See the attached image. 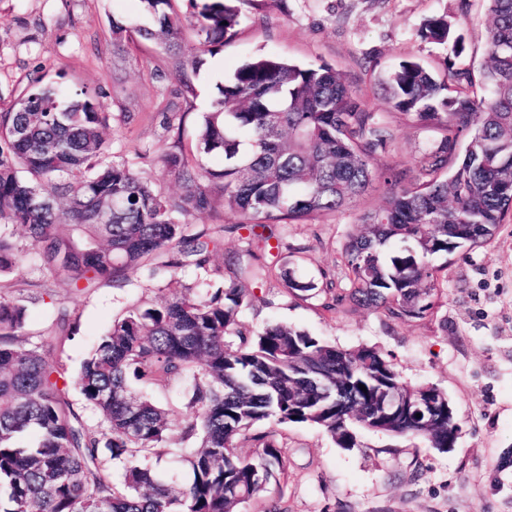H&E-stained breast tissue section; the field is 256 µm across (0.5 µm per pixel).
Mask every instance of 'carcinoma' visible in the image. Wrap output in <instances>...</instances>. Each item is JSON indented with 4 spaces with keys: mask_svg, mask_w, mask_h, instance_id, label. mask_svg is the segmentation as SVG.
I'll return each mask as SVG.
<instances>
[{
    "mask_svg": "<svg viewBox=\"0 0 512 512\" xmlns=\"http://www.w3.org/2000/svg\"><path fill=\"white\" fill-rule=\"evenodd\" d=\"M141 0L152 18L143 39L174 51L192 36L200 52L235 36L245 0ZM490 58L483 94L460 82L454 63L437 77L400 61L378 79L405 120L442 132L408 169L379 170L373 156L394 129L365 110L327 64L301 66L255 57L219 88L188 154L176 134L158 155L181 192L166 195L150 176L109 158L112 113L86 89L67 91L34 70L13 100L0 103V277L33 250L39 267L68 287L122 288L127 272L149 278L205 269L218 241L186 231L187 218L222 205L249 230L246 253L270 246L256 232L305 224L360 200L376 180L384 203L364 212L345 243L347 287L299 274L279 256L253 274L275 277L293 300L323 298V309L372 308L388 319H423L442 294L436 260L492 244L512 213V0H488ZM421 39L444 44L447 17L427 19ZM224 157V169L204 159ZM23 231L27 247L14 239ZM241 257L224 261L218 284L187 285L141 297L114 320L73 379L46 352L22 344L27 310L0 294V512H240L273 484L288 481L279 427L310 425L340 448L361 431L420 437L441 452L459 427L448 395L410 386L372 347L340 349L279 323L245 332L241 313L263 301L243 276ZM182 385L183 409L157 405L130 380ZM366 390H361L359 385ZM79 389L109 437L86 426L67 394ZM434 409V420L382 406L394 395ZM194 448L170 443L172 416ZM267 430L256 433L257 425ZM252 441L254 454L237 452ZM175 456L189 472L166 479L144 463L114 483L107 459Z\"/></svg>",
    "mask_w": 512,
    "mask_h": 512,
    "instance_id": "cac0c4a2",
    "label": "carcinoma"
}]
</instances>
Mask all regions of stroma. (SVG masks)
Wrapping results in <instances>:
<instances>
[{
	"label": "stroma",
	"mask_w": 512,
	"mask_h": 512,
	"mask_svg": "<svg viewBox=\"0 0 512 512\" xmlns=\"http://www.w3.org/2000/svg\"><path fill=\"white\" fill-rule=\"evenodd\" d=\"M487 0H247L237 34L214 53L182 93L172 56L138 35L117 40L110 20L145 26L139 0H0V99L10 100L34 68L63 77L69 86L97 93L112 114L109 139L115 158L151 175L156 187L179 193L163 174L157 154L173 137L167 114L183 120V144L193 148L195 128L209 110L216 86L246 60L259 55L294 62L326 63L342 73L365 109L396 131L375 165L411 167L437 142L439 132L414 126L396 114L374 82L401 59L412 57L436 73L447 62L479 77L488 60ZM447 16L465 51L422 40L417 31L433 16ZM384 201L376 184L358 202L309 224L274 227L282 254L294 256L302 273L345 285L343 245L363 211ZM224 208L190 219V232L207 230L223 242L206 270H189L183 282L220 279L224 256L244 250L248 232L235 229ZM8 297L27 308L25 347L55 344L53 364L76 374L91 343L145 289L173 290L169 279L129 272L125 287L77 291L26 260L12 274ZM437 312L421 320H387L367 308L326 312L321 298L294 301L282 284L264 281L266 305L240 317L255 332L277 321L324 337L343 349L373 347L396 364L412 385L444 390L461 426L453 451L442 453L420 438L371 432L358 445L337 447L321 429L281 427L279 443L290 460L287 484L272 487L287 512H512V214L492 244L448 258ZM74 312L77 329L58 340L60 308Z\"/></svg>",
	"instance_id": "35a3bbf8"
}]
</instances>
